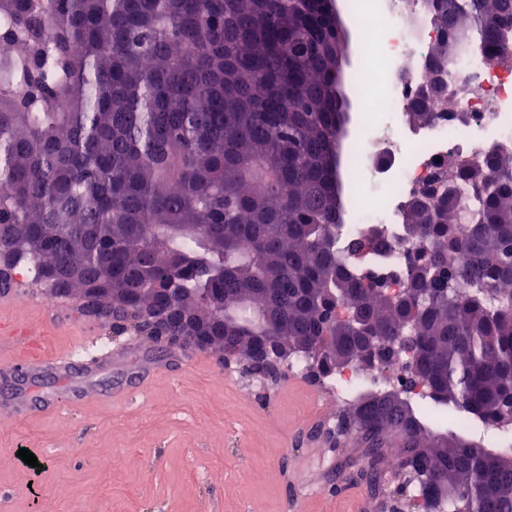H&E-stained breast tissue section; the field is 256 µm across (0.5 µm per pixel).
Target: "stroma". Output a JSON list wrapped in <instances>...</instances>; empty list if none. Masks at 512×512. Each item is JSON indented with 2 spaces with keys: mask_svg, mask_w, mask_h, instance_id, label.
Listing matches in <instances>:
<instances>
[{
  "mask_svg": "<svg viewBox=\"0 0 512 512\" xmlns=\"http://www.w3.org/2000/svg\"><path fill=\"white\" fill-rule=\"evenodd\" d=\"M15 280L0 292V324L18 330L0 334V512H415L394 458L374 487L355 438L324 442L340 408L322 384L113 332L78 298L45 307ZM85 348L112 359L66 370L61 354Z\"/></svg>",
  "mask_w": 512,
  "mask_h": 512,
  "instance_id": "stroma-1",
  "label": "stroma"
}]
</instances>
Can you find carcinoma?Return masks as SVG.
I'll return each mask as SVG.
<instances>
[{"label": "carcinoma", "mask_w": 512, "mask_h": 512, "mask_svg": "<svg viewBox=\"0 0 512 512\" xmlns=\"http://www.w3.org/2000/svg\"><path fill=\"white\" fill-rule=\"evenodd\" d=\"M431 8L434 88L469 51L512 65V0ZM345 43L319 0H0V239L22 236L15 263L59 295L97 283L164 313L176 288L186 314L220 296L209 335L245 359L275 344L318 377L339 356L401 366L336 431L377 439L374 466L399 439L425 512H512L501 454L433 431L512 423V153L446 160L410 194L402 232L427 249L397 289L424 306L407 322L388 277L352 267L386 230L341 234Z\"/></svg>", "instance_id": "obj_1"}]
</instances>
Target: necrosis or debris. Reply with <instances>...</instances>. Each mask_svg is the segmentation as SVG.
<instances>
[{
	"mask_svg": "<svg viewBox=\"0 0 512 512\" xmlns=\"http://www.w3.org/2000/svg\"><path fill=\"white\" fill-rule=\"evenodd\" d=\"M349 20L369 37L354 78L367 133L353 135L347 144L353 179L345 189L359 204L344 229L359 233L387 225L384 271L396 281L410 247L399 224L412 190L430 179L448 153L470 157L512 150V70L483 54H465L447 78V117L417 127L407 114L434 79L427 60L437 29L428 0H353ZM388 378L378 365H351L329 376L326 392L341 402Z\"/></svg>",
	"mask_w": 512,
	"mask_h": 512,
	"instance_id": "obj_1",
	"label": "necrosis or debris"
}]
</instances>
